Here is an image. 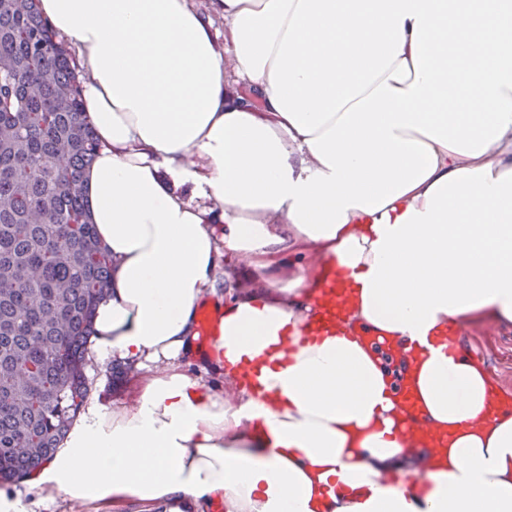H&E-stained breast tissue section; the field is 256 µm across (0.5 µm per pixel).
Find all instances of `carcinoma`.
<instances>
[{
  "label": "carcinoma",
  "instance_id": "cac0c4a2",
  "mask_svg": "<svg viewBox=\"0 0 512 512\" xmlns=\"http://www.w3.org/2000/svg\"><path fill=\"white\" fill-rule=\"evenodd\" d=\"M98 141L37 0H0V484L59 449L89 392L112 258L81 192Z\"/></svg>",
  "mask_w": 512,
  "mask_h": 512
}]
</instances>
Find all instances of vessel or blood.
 <instances>
[{
  "instance_id": "1",
  "label": "vessel or blood",
  "mask_w": 512,
  "mask_h": 512,
  "mask_svg": "<svg viewBox=\"0 0 512 512\" xmlns=\"http://www.w3.org/2000/svg\"><path fill=\"white\" fill-rule=\"evenodd\" d=\"M315 300L316 310L311 314L303 332L304 338L311 342L329 335L336 329L339 319L348 313L345 299L336 288L334 280H327L324 288L318 290ZM359 337L368 347L381 351L388 361L395 411L401 420V433L414 441L417 453L430 455L439 445V435L426 420L415 396L412 387V357L398 342L379 339L368 330H360Z\"/></svg>"
}]
</instances>
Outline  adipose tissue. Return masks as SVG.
Masks as SVG:
<instances>
[{
  "label": "adipose tissue",
  "instance_id": "adipose-tissue-1",
  "mask_svg": "<svg viewBox=\"0 0 512 512\" xmlns=\"http://www.w3.org/2000/svg\"><path fill=\"white\" fill-rule=\"evenodd\" d=\"M98 137L82 192L140 372L28 480L91 512H512V407L445 352L512 321V0H39ZM223 29H216V21ZM235 261L242 277L217 290ZM341 331L302 341L328 273ZM217 332L197 345V314ZM425 344L427 486L353 326ZM250 370L255 386L240 383Z\"/></svg>",
  "mask_w": 512,
  "mask_h": 512
}]
</instances>
